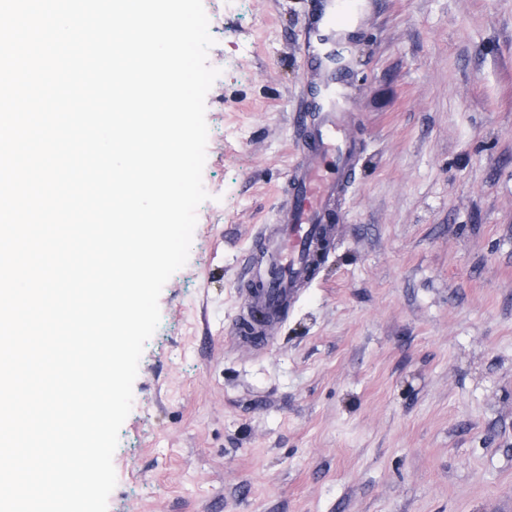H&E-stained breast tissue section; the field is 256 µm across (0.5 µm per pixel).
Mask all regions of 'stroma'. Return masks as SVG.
<instances>
[{"instance_id":"1","label":"stroma","mask_w":512,"mask_h":512,"mask_svg":"<svg viewBox=\"0 0 512 512\" xmlns=\"http://www.w3.org/2000/svg\"><path fill=\"white\" fill-rule=\"evenodd\" d=\"M315 0H203L220 74L187 263L159 297L108 512H512V0H368L364 149L273 346H235L309 102Z\"/></svg>"}]
</instances>
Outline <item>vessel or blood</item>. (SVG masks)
<instances>
[{
	"mask_svg": "<svg viewBox=\"0 0 512 512\" xmlns=\"http://www.w3.org/2000/svg\"><path fill=\"white\" fill-rule=\"evenodd\" d=\"M356 17L353 0L318 2L316 19L328 36L308 45L305 67L313 82L330 86L332 93L326 108L306 107L295 114L300 156L287 174L291 191L286 203L275 222L262 225L254 235L246 270L239 278L245 311L232 328L237 345L257 351L271 345L274 328L287 321L336 240L337 206L362 157V145L348 133L353 115L343 89L345 79L332 75L330 56L334 35Z\"/></svg>",
	"mask_w": 512,
	"mask_h": 512,
	"instance_id": "obj_1",
	"label": "vessel or blood"
}]
</instances>
